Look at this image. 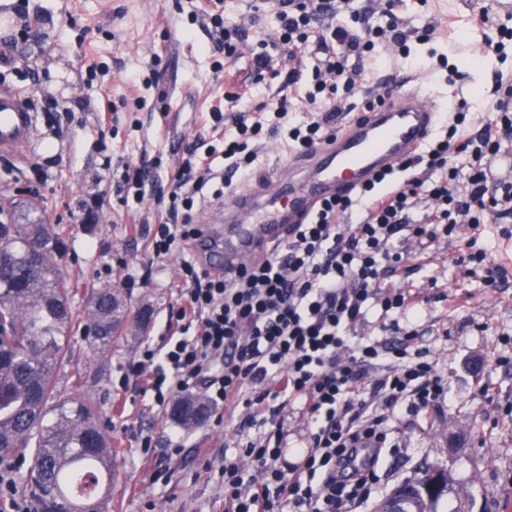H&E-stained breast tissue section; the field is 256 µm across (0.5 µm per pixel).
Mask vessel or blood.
I'll use <instances>...</instances> for the list:
<instances>
[{
    "label": "vessel or blood",
    "instance_id": "obj_1",
    "mask_svg": "<svg viewBox=\"0 0 512 512\" xmlns=\"http://www.w3.org/2000/svg\"><path fill=\"white\" fill-rule=\"evenodd\" d=\"M361 110L360 117L301 156L288 172L230 190L224 197L223 223L202 222L194 241L203 267L229 272L268 254L324 200L350 193L413 155L441 118L408 72L399 74L394 92ZM35 145L34 118L24 97L0 94V153L14 155Z\"/></svg>",
    "mask_w": 512,
    "mask_h": 512
}]
</instances>
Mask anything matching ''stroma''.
Masks as SVG:
<instances>
[{"mask_svg":"<svg viewBox=\"0 0 512 512\" xmlns=\"http://www.w3.org/2000/svg\"><path fill=\"white\" fill-rule=\"evenodd\" d=\"M209 3L15 0L13 8L25 12L29 34L18 38L14 24L0 43V92L57 105L56 111L34 115L39 171L20 161L6 166L0 155V197L36 196L45 222L68 228L59 268L79 287L75 305H83L91 289L112 284L125 289L132 310L146 307L151 314L145 333L122 338L107 357L87 361L84 343H77L74 358L56 372L63 384L88 375L111 419L112 444L122 454L108 512H224V490L210 472L238 457V418L211 409L198 425L186 428L171 419L168 408L150 406L134 383L123 380L144 344L163 343L167 319L184 301L180 263L194 255L187 248L152 259L150 243L163 207L150 191L141 201L128 199L122 187L126 165L150 167L158 183L170 187L187 145L216 142L210 113L220 106L225 135L233 134L240 115L262 119L265 126L253 143L255 160L240 177L245 185L286 168L297 154L283 135L271 132L280 99L288 100L292 120L308 117L304 86L284 89L282 74L291 68L310 72L311 56L280 54L260 75L253 66L261 43L277 36L274 9L260 0H223L225 24L244 33L228 56L218 49L213 30L191 16ZM483 7L490 8L495 24L478 29L469 18ZM397 15L406 31L435 27L430 47L415 44L412 52L423 55L435 48L466 74L453 84L444 74L423 72L421 91L441 109L462 99L476 117L487 116L494 76L512 72V63L486 54L485 43L497 39L499 25L512 28V0H430L425 10L416 0H402ZM52 65L60 72L54 87ZM407 67L397 51L385 48L360 61L339 121L348 120L349 109H360L366 97L381 93L387 77ZM243 92L245 104L226 107V97ZM95 194L102 195L103 205L89 222L81 204ZM501 230V224H484L479 239L499 267L498 288H486L482 274H463L459 262L467 251L460 231L436 242L410 278L413 287L435 297L417 323L448 376L452 396L439 414L397 422L404 453L391 460L384 488L392 490L429 467L445 469L450 490L441 512L457 507L504 512L512 504V421L475 394L470 367L480 360L483 373L512 398V363L492 358L498 339L512 336V237ZM146 436L151 439L147 451L142 448ZM158 469L166 472L167 483L154 482Z\"/></svg>","mask_w":512,"mask_h":512,"instance_id":"35a3bbf8","label":"stroma"}]
</instances>
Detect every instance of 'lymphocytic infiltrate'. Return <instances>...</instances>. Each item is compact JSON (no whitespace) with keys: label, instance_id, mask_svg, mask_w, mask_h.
Instances as JSON below:
<instances>
[{"label":"lymphocytic infiltrate","instance_id":"f902f5d3","mask_svg":"<svg viewBox=\"0 0 512 512\" xmlns=\"http://www.w3.org/2000/svg\"><path fill=\"white\" fill-rule=\"evenodd\" d=\"M386 0L385 24L353 9L351 0H277L280 40L289 57L315 50L310 120L288 126L300 151L321 144L341 111L338 92L352 89L349 58L377 45L410 56L409 36ZM329 23L317 38L319 17ZM493 116L476 135L466 104L448 113L444 135L400 168L355 193L322 203L266 256L232 276L183 261L186 303L175 313L180 337L145 345L126 372L158 407L203 389L212 407L248 411L258 435L240 444V459L219 471L224 512H360L383 489L390 436L400 415L428 417L448 405V379L405 315L414 296L398 273L412 249L427 250L458 225L512 218V181H494L488 162L512 145V81L495 78ZM186 148L188 162L168 193L152 240L154 257L195 238L191 212L211 165ZM380 307L394 340H352L354 327ZM286 397L312 427L304 446L284 455L283 421L262 418L267 398Z\"/></svg>","mask_w":512,"mask_h":512}]
</instances>
